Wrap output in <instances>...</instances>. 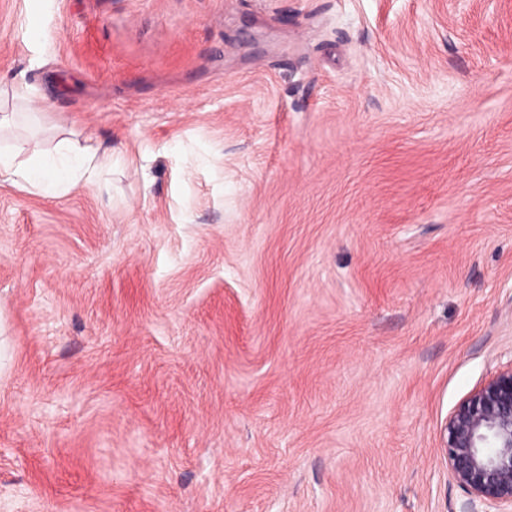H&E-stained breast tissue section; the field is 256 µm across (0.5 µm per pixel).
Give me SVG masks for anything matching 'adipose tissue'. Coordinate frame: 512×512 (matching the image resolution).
Listing matches in <instances>:
<instances>
[{
  "instance_id": "1",
  "label": "adipose tissue",
  "mask_w": 512,
  "mask_h": 512,
  "mask_svg": "<svg viewBox=\"0 0 512 512\" xmlns=\"http://www.w3.org/2000/svg\"><path fill=\"white\" fill-rule=\"evenodd\" d=\"M111 161V155L74 136L61 138L46 149L0 148V183L57 197L80 186L98 184Z\"/></svg>"
}]
</instances>
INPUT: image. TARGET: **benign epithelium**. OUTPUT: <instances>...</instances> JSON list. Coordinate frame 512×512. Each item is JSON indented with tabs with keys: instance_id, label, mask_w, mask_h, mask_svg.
Listing matches in <instances>:
<instances>
[{
	"instance_id": "1",
	"label": "benign epithelium",
	"mask_w": 512,
	"mask_h": 512,
	"mask_svg": "<svg viewBox=\"0 0 512 512\" xmlns=\"http://www.w3.org/2000/svg\"><path fill=\"white\" fill-rule=\"evenodd\" d=\"M443 439L470 512H512V363L454 406Z\"/></svg>"
}]
</instances>
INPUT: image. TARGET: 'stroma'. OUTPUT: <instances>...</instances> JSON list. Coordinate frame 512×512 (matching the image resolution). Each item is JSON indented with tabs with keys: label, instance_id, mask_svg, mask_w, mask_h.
<instances>
[{
	"label": "stroma",
	"instance_id": "stroma-1",
	"mask_svg": "<svg viewBox=\"0 0 512 512\" xmlns=\"http://www.w3.org/2000/svg\"><path fill=\"white\" fill-rule=\"evenodd\" d=\"M40 37H33V30ZM0 512H468L512 363V0H0ZM72 137L51 148L0 147V183L7 182L32 194L57 197L79 186L98 184L112 155ZM443 454L469 512L512 511V363L473 389L448 415Z\"/></svg>",
	"mask_w": 512,
	"mask_h": 512
}]
</instances>
